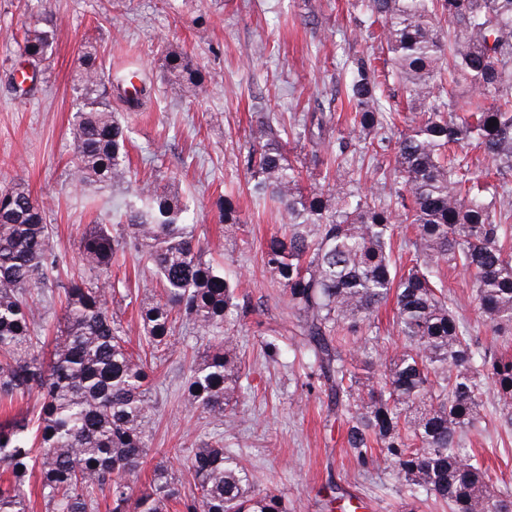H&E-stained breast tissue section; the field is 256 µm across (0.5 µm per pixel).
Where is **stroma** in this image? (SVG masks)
<instances>
[{
  "label": "stroma",
  "mask_w": 512,
  "mask_h": 512,
  "mask_svg": "<svg viewBox=\"0 0 512 512\" xmlns=\"http://www.w3.org/2000/svg\"><path fill=\"white\" fill-rule=\"evenodd\" d=\"M352 0H0V184L23 180L48 200L46 220L54 245L67 261L51 295L34 306L39 334L54 340L61 318L56 296L78 273L77 241L87 224L111 223L122 189L96 194L77 188L70 176L74 155L70 134L75 110L74 79L79 51L98 47L105 67L123 70L135 62L151 100L138 111L113 101L112 110L132 129L128 161L139 179L176 183L200 207L196 235L209 257L239 269L249 280L248 311L234 331L249 370L236 411L240 424L222 433L183 398L195 351V331L183 329L176 350L154 363L152 398L155 435L133 489L150 483L157 464L171 466L190 492L184 466L193 448L223 434L259 480L298 512H329L327 502L343 491L340 512H444L409 509L405 490L392 470L362 465L346 445L347 418L327 407L323 384L303 387V369L292 354L274 359L262 342L298 335L288 301L262 261V247L284 222L272 207L252 203L240 163L251 122L261 113L282 118L313 110H347L349 57L381 55L378 41L354 39L357 12ZM52 19L61 37L48 69L16 89L11 77L24 68L19 42L23 29ZM188 52L202 72L197 97L167 93L163 54ZM237 199L245 225L236 238L224 235L215 202ZM448 295L481 347L499 349L500 339L482 324L462 272L447 274ZM486 466L512 488V432L495 414L473 437Z\"/></svg>",
  "instance_id": "1"
}]
</instances>
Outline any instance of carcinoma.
<instances>
[{
	"instance_id": "obj_1",
	"label": "carcinoma",
	"mask_w": 512,
	"mask_h": 512,
	"mask_svg": "<svg viewBox=\"0 0 512 512\" xmlns=\"http://www.w3.org/2000/svg\"><path fill=\"white\" fill-rule=\"evenodd\" d=\"M359 32L381 22L387 64L404 88L408 112L387 109L374 61H351L345 86L362 151L392 154L393 170L373 168L398 190L387 201L360 190L349 159L355 145L334 135L331 112H305L287 124L261 116L240 160L250 195L273 204L287 223L266 241L264 266L297 320L303 368L316 373L333 410L348 418L357 461L394 466L413 502L450 512H512L500 487L463 437L482 423L485 386L503 427H512V355L481 348L448 304L443 267L468 274L479 318L512 341V187L479 186L468 146L476 144L499 176L512 172V0H357ZM57 30L28 29L20 49L33 68L51 60ZM74 91L72 177L80 188L134 187L123 228L90 224L78 241L81 271L63 291L61 336L45 354L34 326V290L48 287L65 258L54 250L46 201L22 181L0 187V402L36 394L37 427L21 415L0 422V464L13 483L0 488V512H29L25 490L40 472L45 512H93L109 488L110 512H288L281 495L257 487L218 435L192 451L194 489L182 494L160 464L148 488L129 484L152 435L153 368L127 346L110 305L131 296L114 270L128 260L151 272L159 298L140 307L153 352L178 343L177 324L206 341L185 401L210 422L235 427L241 379L239 337L230 327L244 309L246 282L207 258L195 235L188 197L169 185L141 183L126 163L128 126L112 95L144 105L135 69L104 81L96 47H81ZM174 96L196 95L203 76L183 51L164 57ZM467 93L466 113L454 110ZM497 125H492V122ZM305 142L325 167L323 184L304 188L288 144ZM216 206L225 230L246 223L230 194ZM409 224L406 259L394 258L395 225ZM394 301L401 345L372 335L374 314ZM379 453H374V450Z\"/></svg>"
}]
</instances>
